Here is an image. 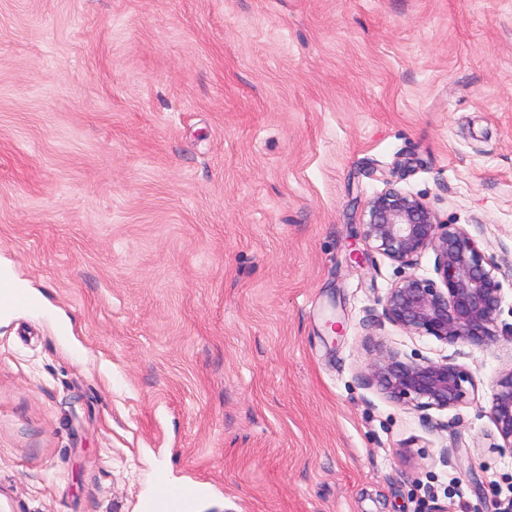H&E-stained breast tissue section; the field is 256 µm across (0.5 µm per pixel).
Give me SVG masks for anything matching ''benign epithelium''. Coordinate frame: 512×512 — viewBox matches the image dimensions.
Masks as SVG:
<instances>
[{"instance_id":"obj_1","label":"benign epithelium","mask_w":512,"mask_h":512,"mask_svg":"<svg viewBox=\"0 0 512 512\" xmlns=\"http://www.w3.org/2000/svg\"><path fill=\"white\" fill-rule=\"evenodd\" d=\"M361 236L366 246L401 268L433 252L439 280L405 276L381 299L382 317L410 335L432 336L453 347L487 350L512 343V326L498 325L503 285L500 263L469 231L442 224L423 200L394 187L367 203ZM366 379L388 399L417 412L445 410L470 401L473 376L448 358L406 359L379 349ZM489 413L502 440L493 448L512 452V367L491 387Z\"/></svg>"}]
</instances>
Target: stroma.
Returning a JSON list of instances; mask_svg holds the SVG:
<instances>
[{
  "label": "stroma",
  "mask_w": 512,
  "mask_h": 512,
  "mask_svg": "<svg viewBox=\"0 0 512 512\" xmlns=\"http://www.w3.org/2000/svg\"><path fill=\"white\" fill-rule=\"evenodd\" d=\"M404 165V176L393 175ZM395 187L512 265V0H0V512L512 502L487 350L381 317ZM71 326L58 333L59 321ZM455 359L428 417L375 344ZM29 304L25 294L18 291L7 278L0 277V306L8 308H23ZM366 379L388 399L417 412L468 404L476 385L473 376L448 357L410 360L383 348L368 364ZM212 489V483L203 479L186 485L172 486L160 475L155 497L145 502L143 512H155L160 506L172 509V512H193V505L197 499L210 493Z\"/></svg>",
  "instance_id": "stroma-1"
}]
</instances>
